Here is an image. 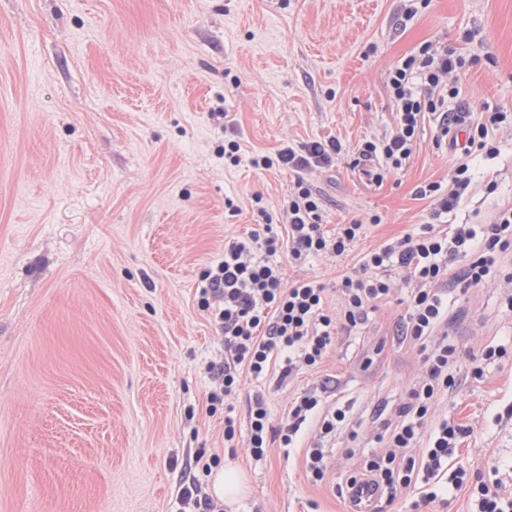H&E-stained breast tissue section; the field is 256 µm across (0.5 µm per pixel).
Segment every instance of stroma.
<instances>
[{
    "label": "stroma",
    "instance_id": "obj_1",
    "mask_svg": "<svg viewBox=\"0 0 512 512\" xmlns=\"http://www.w3.org/2000/svg\"><path fill=\"white\" fill-rule=\"evenodd\" d=\"M426 42L464 54L456 82L475 111L512 110V0H429L411 18L400 0H0V512H180L201 451L244 472L227 512H342L332 486L364 460L348 448L367 446L375 407L419 374L416 350L393 339L404 284L340 333L321 369L262 386L278 426L294 392L338 378L362 427L337 440L322 484L307 481L301 449L258 461L243 439L226 447L206 371L224 340L197 305L200 274L255 229L253 195L278 214L297 174L226 164L224 124L248 155L341 142L312 181L328 229L362 220L365 233L342 258L284 267L286 280L334 287L426 221L417 186L448 179L430 124L382 185L353 165L358 144L394 126L389 72ZM497 137L449 223L512 204V130ZM501 301L495 280L457 293L458 384L437 412L469 426L461 454L477 479L510 494L512 360L471 376L484 346L512 340Z\"/></svg>",
    "mask_w": 512,
    "mask_h": 512
}]
</instances>
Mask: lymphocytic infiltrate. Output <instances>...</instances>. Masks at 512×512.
<instances>
[{"label": "lymphocytic infiltrate", "mask_w": 512, "mask_h": 512, "mask_svg": "<svg viewBox=\"0 0 512 512\" xmlns=\"http://www.w3.org/2000/svg\"><path fill=\"white\" fill-rule=\"evenodd\" d=\"M462 65L456 50L427 43L389 72L387 87L397 107L395 127L362 142L356 165L364 166L372 182L382 183L385 174L403 169L429 118L439 138L459 146L460 153L453 158L447 183L433 182L417 190L420 198L431 201L427 222L369 251L358 270L342 276L337 310L328 307L322 285L305 278L286 281L280 261L284 254L297 264L311 257L338 258L364 233L358 221L331 231L323 227L322 198L307 174L332 166L342 150L333 138L295 147L286 144L275 154L250 158V165L259 170H298L281 213L288 234L283 237L275 231L262 196H254L252 209L260 228L225 242L222 255L201 275L197 304L211 315L224 339L223 363L207 366L215 380L208 408L210 413H223L224 439L231 442L237 428L229 398L243 377L263 381L273 373L282 383L321 368L339 331L363 328L391 296L393 272L403 273L407 315L400 334L417 348L420 374L404 402L378 414L374 440L380 450L336 483L341 499L368 479L381 487V503L392 504L406 491L430 503L467 487L471 480L468 465L458 454L466 428L435 414L442 398L457 385L458 352L448 336V287L484 285L500 258L512 253V206L499 207L486 224L452 226L448 215L471 190V157L499 154L496 132L512 125V113L495 110L480 116L467 109H448V100L460 94L448 78ZM335 391L334 379L326 378L319 386L295 393L287 423L279 428L271 423L264 392H255L247 410L246 443L252 455L263 459L276 442L294 447L305 430H312V441L303 453L304 468L310 482H322L329 445L343 434L358 436L351 405L336 399Z\"/></svg>", "instance_id": "lymphocytic-infiltrate-1"}]
</instances>
